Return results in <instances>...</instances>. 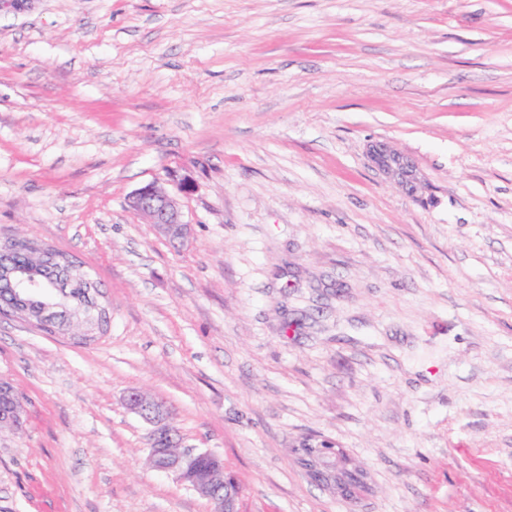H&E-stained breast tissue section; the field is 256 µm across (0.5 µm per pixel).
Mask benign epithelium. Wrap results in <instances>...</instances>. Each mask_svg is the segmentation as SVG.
Listing matches in <instances>:
<instances>
[{"instance_id": "1", "label": "benign epithelium", "mask_w": 512, "mask_h": 512, "mask_svg": "<svg viewBox=\"0 0 512 512\" xmlns=\"http://www.w3.org/2000/svg\"><path fill=\"white\" fill-rule=\"evenodd\" d=\"M368 158L372 167L387 181L413 198L429 201L428 182L408 156L388 143L379 142L369 146ZM129 206L145 223L153 225L168 239L181 240L188 234L189 224L183 220L177 203L154 182L135 190L129 198ZM127 404L152 425L150 462L154 469L172 474L178 482L207 498L212 505L211 512H239L240 491L236 481L224 473V466L215 461L213 451L173 450V445L177 444L176 433L160 403L139 391H132ZM25 412L22 400H16L12 414L0 413V431L22 429Z\"/></svg>"}]
</instances>
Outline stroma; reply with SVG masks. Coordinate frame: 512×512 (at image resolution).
<instances>
[{
	"label": "stroma",
	"mask_w": 512,
	"mask_h": 512,
	"mask_svg": "<svg viewBox=\"0 0 512 512\" xmlns=\"http://www.w3.org/2000/svg\"><path fill=\"white\" fill-rule=\"evenodd\" d=\"M148 182L183 242L129 208ZM18 233L82 261L112 321L84 345L0 316L27 415L0 512H210L151 466L133 390L240 512H512V0H0ZM372 167L387 181L401 188L409 196L428 202V182L408 156L389 143H374L368 148ZM336 459H337V471L336 474V484L339 489L345 494L349 493L352 495L357 491H363L365 489V485L352 477L351 471L347 466L350 464V458L348 455L341 449L336 450Z\"/></svg>",
	"instance_id": "obj_1"
}]
</instances>
